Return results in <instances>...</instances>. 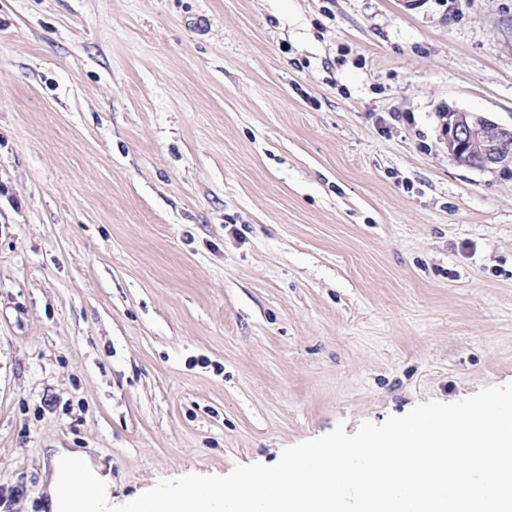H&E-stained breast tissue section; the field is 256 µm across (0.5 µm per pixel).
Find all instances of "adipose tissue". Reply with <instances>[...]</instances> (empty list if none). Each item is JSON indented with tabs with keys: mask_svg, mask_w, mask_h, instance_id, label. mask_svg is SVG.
Listing matches in <instances>:
<instances>
[{
	"mask_svg": "<svg viewBox=\"0 0 512 512\" xmlns=\"http://www.w3.org/2000/svg\"><path fill=\"white\" fill-rule=\"evenodd\" d=\"M49 493L53 512H112L107 477L72 454L59 456Z\"/></svg>",
	"mask_w": 512,
	"mask_h": 512,
	"instance_id": "adipose-tissue-1",
	"label": "adipose tissue"
}]
</instances>
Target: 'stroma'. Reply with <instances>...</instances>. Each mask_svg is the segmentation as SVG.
I'll use <instances>...</instances> for the list:
<instances>
[{"label": "stroma", "mask_w": 512, "mask_h": 512, "mask_svg": "<svg viewBox=\"0 0 512 512\" xmlns=\"http://www.w3.org/2000/svg\"><path fill=\"white\" fill-rule=\"evenodd\" d=\"M512 0H0V512L512 382ZM443 125L448 152L463 166L477 170L512 166V125L474 112L449 109ZM78 462L81 471L75 475L71 463ZM49 493L53 512H112L110 484L96 466L76 454H61Z\"/></svg>", "instance_id": "35a3bbf8"}]
</instances>
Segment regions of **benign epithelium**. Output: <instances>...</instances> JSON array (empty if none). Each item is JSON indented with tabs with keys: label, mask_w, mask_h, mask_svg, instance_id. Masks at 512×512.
Instances as JSON below:
<instances>
[{
	"label": "benign epithelium",
	"mask_w": 512,
	"mask_h": 512,
	"mask_svg": "<svg viewBox=\"0 0 512 512\" xmlns=\"http://www.w3.org/2000/svg\"><path fill=\"white\" fill-rule=\"evenodd\" d=\"M443 134L448 152L463 166L477 170L512 166V126L474 112L450 109Z\"/></svg>",
	"instance_id": "obj_1"
}]
</instances>
